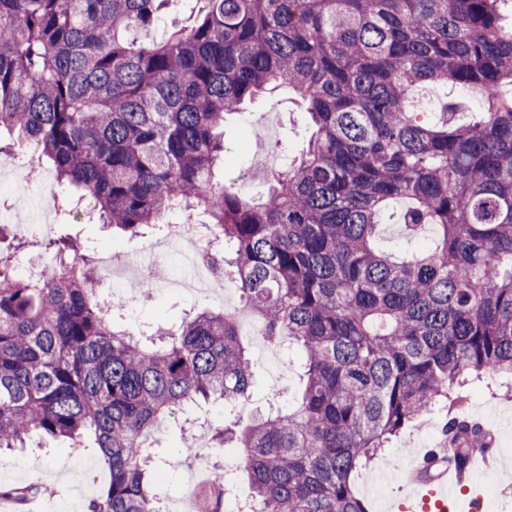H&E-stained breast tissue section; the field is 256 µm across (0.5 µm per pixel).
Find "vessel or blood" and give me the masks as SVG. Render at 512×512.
Returning a JSON list of instances; mask_svg holds the SVG:
<instances>
[{"label":"vessel or blood","mask_w":512,"mask_h":512,"mask_svg":"<svg viewBox=\"0 0 512 512\" xmlns=\"http://www.w3.org/2000/svg\"><path fill=\"white\" fill-rule=\"evenodd\" d=\"M427 455L433 458L437 474L421 470L410 474L419 512H483V499L468 482L477 469L492 470L489 456L474 453L461 462L452 454L441 456L433 449Z\"/></svg>","instance_id":"obj_1"}]
</instances>
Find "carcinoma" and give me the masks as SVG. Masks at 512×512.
<instances>
[{
    "mask_svg": "<svg viewBox=\"0 0 512 512\" xmlns=\"http://www.w3.org/2000/svg\"><path fill=\"white\" fill-rule=\"evenodd\" d=\"M172 0H0V152L52 164L58 203L133 236L172 214L208 217L212 265L240 285L265 341L299 352L302 393L243 428L255 366L229 311H203L150 345L113 330L100 265L70 238L56 268L14 275L0 257V449L85 437L107 489L85 512H160L152 451L166 418L224 407L209 453L235 452L245 512H368L352 475L435 403L458 460L484 444L459 414L469 378L512 382V26L505 0H200L189 30L128 38ZM477 96L440 122L413 92ZM281 88L315 131L259 200L216 170L224 116ZM434 229L397 259L380 216ZM226 484L199 491L223 512ZM37 486H2L18 509Z\"/></svg>",
    "mask_w": 512,
    "mask_h": 512,
    "instance_id": "cac0c4a2",
    "label": "carcinoma"
}]
</instances>
